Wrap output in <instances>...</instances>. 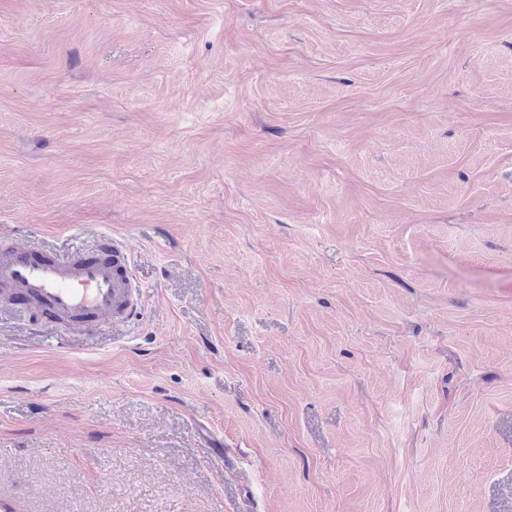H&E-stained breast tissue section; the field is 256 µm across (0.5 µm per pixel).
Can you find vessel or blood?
<instances>
[{
  "instance_id": "b4317fda",
  "label": "vessel or blood",
  "mask_w": 512,
  "mask_h": 512,
  "mask_svg": "<svg viewBox=\"0 0 512 512\" xmlns=\"http://www.w3.org/2000/svg\"><path fill=\"white\" fill-rule=\"evenodd\" d=\"M142 299L131 255L121 244L105 240L94 256L82 257L0 243V300L47 318L58 329L135 320Z\"/></svg>"
}]
</instances>
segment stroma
I'll list each match as a JSON object with an SVG mask.
<instances>
[{
  "label": "stroma",
  "mask_w": 512,
  "mask_h": 512,
  "mask_svg": "<svg viewBox=\"0 0 512 512\" xmlns=\"http://www.w3.org/2000/svg\"><path fill=\"white\" fill-rule=\"evenodd\" d=\"M104 235L137 320L0 302V497L512 512V0H0V240Z\"/></svg>",
  "instance_id": "35a3bbf8"
}]
</instances>
